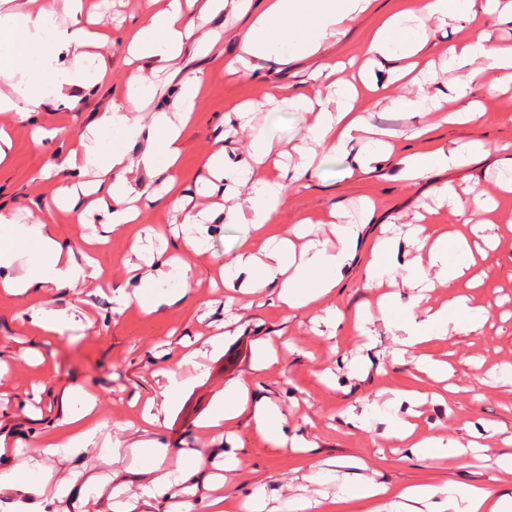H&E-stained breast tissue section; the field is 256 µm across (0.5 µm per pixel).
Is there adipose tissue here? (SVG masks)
<instances>
[{
  "mask_svg": "<svg viewBox=\"0 0 512 512\" xmlns=\"http://www.w3.org/2000/svg\"><path fill=\"white\" fill-rule=\"evenodd\" d=\"M309 5L305 12L299 0H168L165 8L149 12L135 26L130 46L138 57L178 66L188 42H195L197 49L206 53L213 50L205 27L212 15L228 9L247 18L248 23L238 34L237 53L227 67L258 71L271 60L285 64L315 55L324 44L343 37L371 8L372 0H309ZM469 8L482 17L512 24V0H413L409 8L386 16L365 42V55L390 61L395 80L406 78L414 86L413 94L389 98L388 104L411 118L408 137L419 142V150L397 154L392 144L374 138L372 124L356 105L358 89L352 77L345 73L343 63L329 59L315 70L313 95L300 94L286 100L288 107L300 112L304 138L311 143L310 148H296L291 170L282 168L272 139L259 131H254V149L248 159L228 160L221 146L209 151L204 163L208 174L223 181L227 189L246 190L241 201L225 213L231 223L248 228L232 267L221 271L229 292L259 295L272 288L279 306L294 313L321 306L339 287L358 249L361 225L346 221L333 209L326 217L333 236L329 242L305 240V228L300 223L284 237L266 231L285 202L288 181L304 180L314 172L317 150L351 158L364 174L374 173L380 163L391 162L397 178L409 184L426 180L437 169L469 167L484 154L482 142L451 148L435 140L433 133L448 124L478 120L480 111L469 99L472 86L486 69L512 82V45H490L476 35L449 47V64L465 72L462 82L453 89L456 106L450 111L444 109L442 98L431 92V77L413 73L408 64L409 59L421 57L426 48L421 33L424 24L448 28ZM49 18L41 0H27L24 11L11 15L9 27L0 28V84L16 90L12 98L0 95V112L23 116L26 107L43 101V86H51L53 96L62 100L69 87L88 86L99 78V71L86 66L87 49L101 45L103 32L76 22L47 39L43 30ZM61 58L67 59L66 67H58ZM203 79L199 70L185 74L176 110L152 113L145 125L132 109L138 90L145 87L144 80L131 75L122 101L98 113L95 120L102 132L118 131L128 138L146 136L140 162L151 173L156 187L174 197L179 194L173 171L181 155V131L193 115ZM64 163L78 178L77 183L65 188V196L91 197L107 231L127 232L139 215L136 203L144 191L130 176L132 166L126 153L118 149L103 151L97 139L82 134L76 137ZM90 167L97 172L96 180L81 182V175ZM495 208L492 195L482 190L473 195L462 212L466 232L451 236L420 223L413 225L408 236L417 256L409 263L397 261L399 233L377 238L371 248L364 269L366 284L384 285L388 291L378 298L370 322L383 325L398 337V356H409L417 370L430 377H447L450 366L428 353L429 343L476 334L487 315L467 294H456L428 307L422 301L425 294L460 279L467 280L472 288L482 285L481 275L473 271L475 253L479 246L493 247L494 239L484 235L476 243L471 235L483 232L486 217ZM15 265L20 266V273L0 277V290L20 297L26 305L29 325L44 339L55 337L64 325L75 321L74 315H54L42 309L45 288L92 284L102 274L83 252L60 243L51 225L29 224L19 229L0 214V267ZM406 288L411 289V296H403ZM200 354V348L184 342L166 359L159 371L165 384L158 397L145 401L139 420L125 424L129 433L126 440L102 434L94 421L96 398L80 389L76 392L78 408H65L53 429L36 439L26 462L12 461L19 449L26 447L23 439H16L9 448L0 443V493L20 501L25 512H44L50 499H79L90 491L107 496L113 512H134L137 505L149 507L163 498L177 499L179 512H224L222 490L238 479V458L225 456L219 470L213 471L201 452L173 450L158 440L164 403L179 389L178 378L183 372L201 369ZM425 400V393L418 390L393 392L380 409L386 437L423 457L448 459L460 468L468 467L471 460L490 458L500 474H512V451L499 450L496 441L462 443L437 435L423 438L416 422L394 412L401 402L417 407ZM243 416L276 446L304 448L303 439L287 437L282 409L269 399L255 397L247 381L225 387L203 427L209 435L220 438L225 427ZM93 451L111 455L116 463L127 462L128 472L144 474L139 493L129 494L128 481L120 479L117 472L91 475L78 465L79 457ZM48 456L70 460L71 466L65 473H58L45 464ZM352 492L367 504V512H382L388 501L400 512H512V493H497L484 485L420 483L394 492L386 484L363 478L354 481Z\"/></svg>",
  "mask_w": 512,
  "mask_h": 512,
  "instance_id": "1",
  "label": "adipose tissue"
}]
</instances>
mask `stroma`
Wrapping results in <instances>:
<instances>
[{
  "label": "stroma",
  "instance_id": "obj_1",
  "mask_svg": "<svg viewBox=\"0 0 512 512\" xmlns=\"http://www.w3.org/2000/svg\"><path fill=\"white\" fill-rule=\"evenodd\" d=\"M85 13L91 14L107 31L109 38L97 53L105 61V76L93 87H73L72 106L46 100L26 121H13L11 114L0 113V122L12 125V146L0 163V212L18 224H49L58 239L74 249L84 246L88 227L97 226L96 213H88L78 223L72 213L56 205L55 197L70 181L62 161L75 135L89 133L97 112L120 98L128 77L138 64L131 61L125 33L148 10L163 8L167 0H83ZM409 0H375L371 13L363 16L335 45L325 47L324 55L346 61L362 54L366 35L381 20L407 7ZM243 23L227 11L220 12L208 24L217 44L207 55L184 52L185 67L205 72L206 83L191 122L183 129L182 153L174 175L182 194L192 196L194 204H217V197L196 195L195 182L204 174L203 163L215 140H223L230 159L247 155L252 135L230 127L227 116L243 103H251L258 127L275 142L290 147L300 143V115L288 108L269 109L265 95L272 89L295 96L310 94L309 71L315 59H299L280 66L267 62L261 79L240 71L224 69L226 59L235 53L236 32ZM483 31L490 43L512 42V27L489 21L462 20L448 31L430 35L428 55L436 73L437 89L456 83L458 70L447 62L448 47ZM406 96L410 87L395 84L390 90H362L358 105L371 114L373 125L396 135V148L404 152L412 141L404 137L410 122L402 114L386 108L384 93ZM483 107L477 125L470 128L443 127L435 131L437 140L457 145L471 139L484 141L487 156L460 170L435 171L429 180L408 184L393 179L391 172L364 176L349 173L348 159L321 154L317 171L307 184L294 185L270 229L281 233L304 219H311L315 232L327 233L323 218L337 208L347 220L358 221L363 198L375 203L377 222L403 224L415 214L425 216L427 224L438 231H461V219L450 208L439 204L430 192L432 185L452 182L461 203H468L474 191L489 186L500 148L512 144V84H496L493 74H485L474 90ZM488 235L499 239L498 249L487 252L481 262L486 278L481 288L467 290L465 282L453 289H438V297L449 291L471 292L476 304L489 312L481 334L458 337L456 342L432 341L428 351L439 359L452 358L454 374L450 379L456 393L445 402H426L420 408L423 433H440L466 441L487 424L504 425L512 435V384L500 380L495 367L512 364V196L500 198L491 214ZM181 214L160 201L141 213L133 231L111 235L99 248L96 259L110 284L109 294L93 293L91 288L74 290L46 289L44 306L49 312L85 304L93 314L89 327L65 326L51 341H44L25 324L21 301L0 291V363L8 369L10 384L0 396V427L31 435L41 431L56 410V399L74 386L98 397L96 419L107 433H116L119 424L137 420L140 409L135 396L157 393L153 377L161 368L159 353L182 336H210L217 326L235 313L243 318L235 335L225 337L223 346L207 352L201 372L184 375L183 382L167 406L160 439L171 448H193L204 456L216 452L236 455L241 461V481L227 492L236 504L252 493L263 494L270 506H281L292 497L320 501L321 512H366L361 501L341 493L345 479L353 477L355 460H362L365 476L396 488L413 483L461 482L488 485L499 491H512V480L500 481L490 462L477 461L460 469L445 460L425 459L410 453L381 435L383 425L372 422L370 429H352L343 415L347 410H362L381 402L388 390H440L441 385L416 371L413 364L392 359L393 336L376 326L375 341L366 344L358 330L355 314L373 300V289L364 287L362 274L369 259L361 249L329 303L346 315L337 333H330L316 321L314 311L304 309L288 315L276 300L274 289L255 296L250 308L226 305L224 287H213L211 279L218 265L230 264L247 228L216 219L209 224L206 252L189 258L188 278L191 291L183 301L145 312L139 303H131L123 312H114L112 297L133 292L136 282L128 264L134 261L135 240L149 242L159 228L179 224ZM287 337L289 345L281 349L279 361L266 370H258L257 359L265 343L275 336ZM483 359L481 370L467 365V357ZM240 380L251 381L255 395L276 401L285 413L288 435L302 437L307 451L292 452L275 447L259 437L247 418L226 428L223 438L209 437L200 427L224 387ZM334 464L333 472L319 480L306 478L309 464L323 461Z\"/></svg>",
  "mask_w": 512,
  "mask_h": 512
}]
</instances>
